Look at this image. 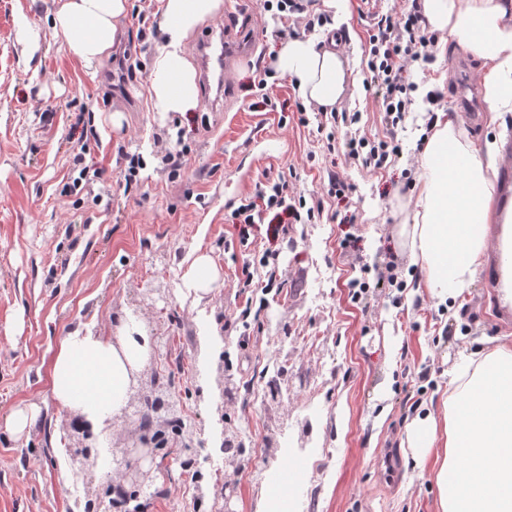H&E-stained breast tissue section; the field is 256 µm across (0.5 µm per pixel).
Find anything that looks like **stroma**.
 I'll use <instances>...</instances> for the list:
<instances>
[{"label":"stroma","mask_w":512,"mask_h":512,"mask_svg":"<svg viewBox=\"0 0 512 512\" xmlns=\"http://www.w3.org/2000/svg\"><path fill=\"white\" fill-rule=\"evenodd\" d=\"M63 0H0V512H72L73 495L104 496L106 482L71 461L82 443L72 416L50 392L49 367L70 330H110L139 319L164 345L152 370L174 372L173 392L196 439L173 443L169 469L154 472L148 512H262L270 474L289 450L305 482L321 479L318 512H436L430 465H416L399 442L415 408L439 400L465 344L512 332L494 269L479 274L454 307L415 291L418 270L397 241L412 193L418 142L431 115L446 113L477 146L506 147L487 106L455 108L456 84L482 95V60L446 46L411 68L416 88L398 128L366 82L368 30L376 14L410 9L412 0H306L283 13L276 0H224L244 7L240 26L257 38L240 63L226 103L200 89L195 111H153L148 95L159 34L138 38V16L161 23L157 0H129L109 57L88 70L72 57L53 19ZM37 32L29 52L26 30ZM311 38L335 44L348 78L337 112L359 116L338 127L335 150L318 130L319 109L301 99L271 59L279 42ZM89 133L72 136L75 122ZM396 137L401 151L368 171L342 145L346 132ZM84 148L98 176L79 177L72 158ZM186 163L170 172L166 153ZM139 155L140 181L123 189L128 155ZM345 188L336 194L329 181ZM287 180L289 205L321 209L309 223L273 239L254 225L241 242L233 213L267 183ZM278 254L282 286L264 292L265 250ZM209 256L218 279L204 298L187 292L194 260ZM369 282L353 298V280ZM321 305H314L315 291ZM249 317H242V310ZM289 342L284 399L224 397L216 386L222 360L250 381ZM336 379L320 382L322 368ZM39 416L21 438L3 424L20 405ZM251 431L257 444L233 477L217 475L205 503L191 492L184 458L205 461L221 433Z\"/></svg>","instance_id":"1"}]
</instances>
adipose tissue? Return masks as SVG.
<instances>
[{"label":"adipose tissue","instance_id":"1","mask_svg":"<svg viewBox=\"0 0 512 512\" xmlns=\"http://www.w3.org/2000/svg\"><path fill=\"white\" fill-rule=\"evenodd\" d=\"M163 44L152 66L154 111L183 114L199 105L188 36L217 18L224 0H158ZM430 30L446 34L462 53L484 61L480 83L495 117L512 113V0H422ZM128 0H65L54 19L70 55L92 65L107 57ZM273 67L294 82L306 102L333 108L347 81L336 49L295 38L279 43ZM497 145L477 148L467 131L437 119L417 162L400 235L418 285L441 300L470 288L488 261L487 236L498 217ZM497 224V223H496ZM126 317L108 331L77 328L63 336L51 362V393L62 408L100 431L121 414L149 346ZM404 447L432 460L437 512H512V333L460 353L448 392L416 409Z\"/></svg>","mask_w":512,"mask_h":512}]
</instances>
